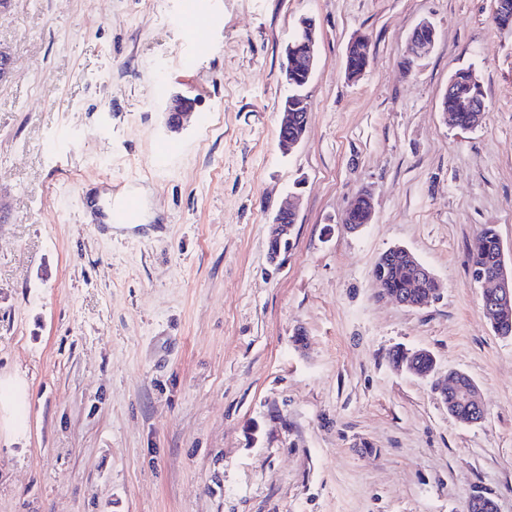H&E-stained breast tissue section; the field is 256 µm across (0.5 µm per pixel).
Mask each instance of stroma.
Here are the masks:
<instances>
[{
    "mask_svg": "<svg viewBox=\"0 0 512 512\" xmlns=\"http://www.w3.org/2000/svg\"><path fill=\"white\" fill-rule=\"evenodd\" d=\"M494 7L7 0L0 512H468L477 494L512 512V337L468 266L492 224L512 268V33ZM305 18L318 63L286 154L284 47ZM424 21L435 43L405 66ZM358 35L370 59L350 79ZM196 41L209 52L185 68ZM461 69L485 94L473 129L442 117ZM175 96L194 102L177 132ZM130 194L138 223H109ZM393 246L439 279L427 305L380 296ZM397 346L430 351L434 374L397 371ZM452 372L479 386L482 423L439 400ZM297 108L299 111H294L288 114V112H283L282 118L280 121V133L278 135L279 143L284 149H292L293 147L297 146L302 138L297 137H291L288 136V128L293 127L296 123L300 122L302 117H304V114L300 113H306L305 115H308L309 106H308V100L307 98L303 99V102L298 105ZM303 131V125H296L293 127V131H290L289 134H296L297 136L301 134ZM358 201H363L366 203V206H368V215H367L368 220L365 215L366 211L364 208H361L358 206L353 207ZM349 209H351V210H349L347 212L345 223L350 224V227L353 231H357V230L361 229L364 226L366 221H367L366 224H368L371 221L372 213H373V205H372L371 198L368 194H366V193L358 194V196L351 203ZM289 218L295 219L296 214L295 211L290 208H282L277 211V213L273 216L271 224L275 225L274 232L272 235L273 240H277L279 244V248L275 253H269V257L272 261H276L281 253V247L286 244H282V242L288 241V236L290 235V230L293 227V224H288ZM282 244V246H281Z\"/></svg>",
    "mask_w": 512,
    "mask_h": 512,
    "instance_id": "obj_1",
    "label": "stroma"
}]
</instances>
